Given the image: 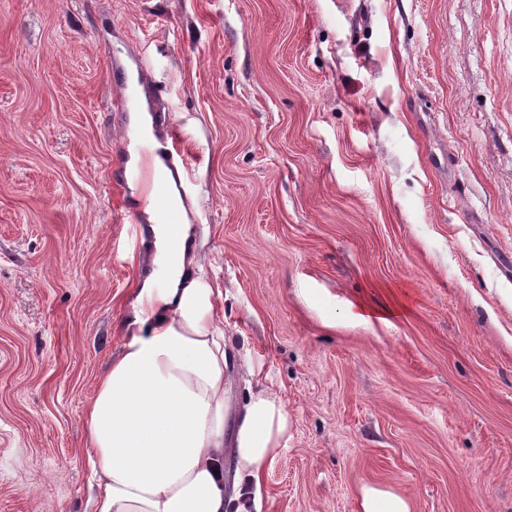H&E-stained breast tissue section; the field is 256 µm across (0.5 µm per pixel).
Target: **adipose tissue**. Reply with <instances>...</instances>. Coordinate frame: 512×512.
<instances>
[{
	"label": "adipose tissue",
	"instance_id": "obj_1",
	"mask_svg": "<svg viewBox=\"0 0 512 512\" xmlns=\"http://www.w3.org/2000/svg\"><path fill=\"white\" fill-rule=\"evenodd\" d=\"M153 232L155 269L86 411L93 512H226L243 479H259L287 447L291 415L267 388L230 411L220 291L203 272L194 227Z\"/></svg>",
	"mask_w": 512,
	"mask_h": 512
}]
</instances>
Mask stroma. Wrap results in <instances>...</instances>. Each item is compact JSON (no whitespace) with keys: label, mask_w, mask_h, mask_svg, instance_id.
Returning <instances> with one entry per match:
<instances>
[{"label":"stroma","mask_w":512,"mask_h":512,"mask_svg":"<svg viewBox=\"0 0 512 512\" xmlns=\"http://www.w3.org/2000/svg\"><path fill=\"white\" fill-rule=\"evenodd\" d=\"M131 75L189 154L232 403L293 419L250 512H512V0H0V512L90 509L145 277ZM360 512H411L409 498L393 490L380 489L370 485L361 488Z\"/></svg>","instance_id":"35a3bbf8"}]
</instances>
